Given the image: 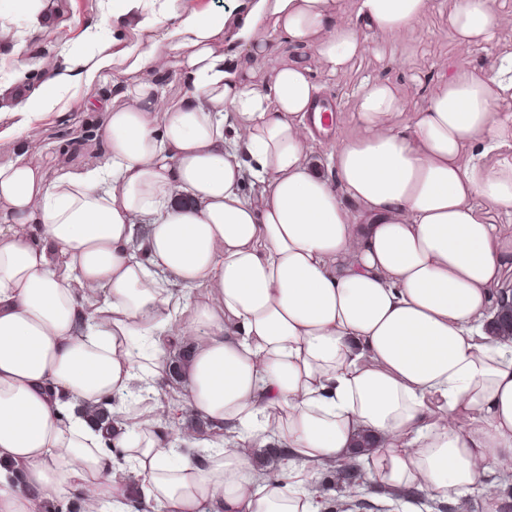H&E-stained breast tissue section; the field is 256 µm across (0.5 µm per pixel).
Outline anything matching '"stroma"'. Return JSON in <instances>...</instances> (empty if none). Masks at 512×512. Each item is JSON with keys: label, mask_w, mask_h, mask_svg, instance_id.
<instances>
[{"label": "stroma", "mask_w": 512, "mask_h": 512, "mask_svg": "<svg viewBox=\"0 0 512 512\" xmlns=\"http://www.w3.org/2000/svg\"><path fill=\"white\" fill-rule=\"evenodd\" d=\"M55 2V15L45 28L35 31L28 29L21 19L20 0H0V26L11 31L8 41H0V77L6 79L17 72L22 75L16 84L0 91V164L21 158L38 167L49 180L67 171L79 172L106 162L105 107L122 85L147 81L156 84L163 95L172 97L188 90L178 66L162 72L132 67L139 53L162 43L165 28L146 30L130 22L121 42L116 44L112 41L109 0ZM453 2L432 0L429 14L406 39L370 37L368 49L345 73L336 76L325 73L314 51L298 49V56L310 68L335 115L329 130L315 134L310 142L317 160H326L337 142L356 134L352 96L361 79L372 77L394 84L403 98L404 114L409 117L435 87L440 66L464 61L484 68L502 52L512 51V29L501 31L494 42L462 49L446 22ZM102 50L114 55L113 64L93 79L75 77L67 81L59 91L60 102L53 111L27 121L14 115L15 97L40 87L42 59L55 57L64 64L91 61ZM89 127L95 137L83 139L82 133Z\"/></svg>", "instance_id": "stroma-1"}]
</instances>
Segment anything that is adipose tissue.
<instances>
[{
  "label": "adipose tissue",
  "mask_w": 512,
  "mask_h": 512,
  "mask_svg": "<svg viewBox=\"0 0 512 512\" xmlns=\"http://www.w3.org/2000/svg\"><path fill=\"white\" fill-rule=\"evenodd\" d=\"M493 2L456 0L460 46L512 26ZM431 3L359 0L351 20L342 0H161L147 23L171 24L168 45L139 61H178L188 93L128 85L103 166L48 181L0 164V512L70 493L82 512H320L317 471L347 464L441 501L512 474V339L491 326L512 272V52L454 64L407 122L393 84L363 80L359 132L325 164L310 68L258 77L268 32L338 74ZM42 71L23 118L59 102L60 62ZM89 405L109 420L89 424ZM274 440L287 457L267 477Z\"/></svg>",
  "instance_id": "obj_1"
}]
</instances>
